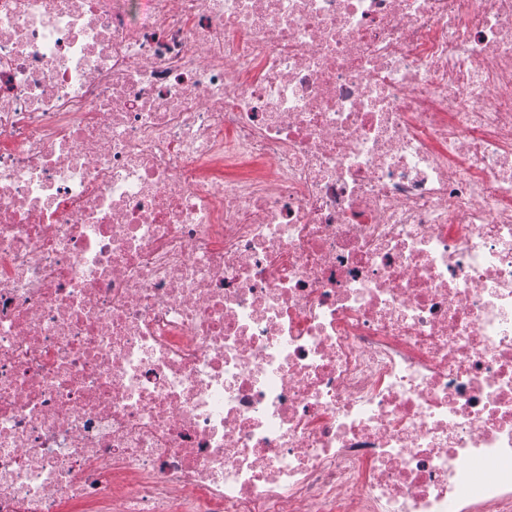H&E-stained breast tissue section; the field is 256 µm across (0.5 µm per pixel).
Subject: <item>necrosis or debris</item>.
<instances>
[{"label": "necrosis or debris", "instance_id": "4bbe7bcc", "mask_svg": "<svg viewBox=\"0 0 512 512\" xmlns=\"http://www.w3.org/2000/svg\"><path fill=\"white\" fill-rule=\"evenodd\" d=\"M0 512H512V0H0Z\"/></svg>", "mask_w": 512, "mask_h": 512}]
</instances>
